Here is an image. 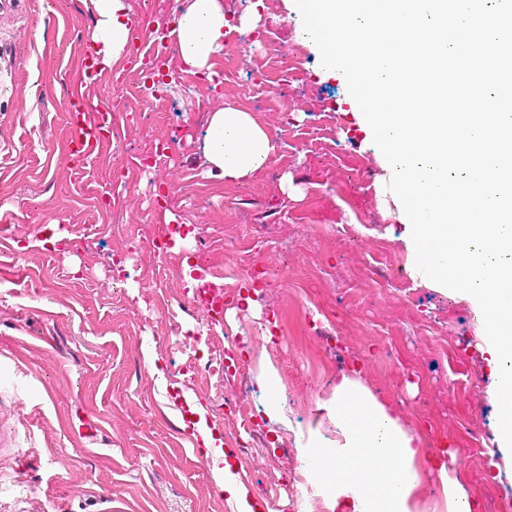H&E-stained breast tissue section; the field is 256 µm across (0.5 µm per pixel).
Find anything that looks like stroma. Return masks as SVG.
Instances as JSON below:
<instances>
[{"label":"stroma","instance_id":"35a3bbf8","mask_svg":"<svg viewBox=\"0 0 512 512\" xmlns=\"http://www.w3.org/2000/svg\"><path fill=\"white\" fill-rule=\"evenodd\" d=\"M187 0H124L130 27L117 64L97 82H76L92 51L95 18L83 0H0V512H233L213 478L215 455L197 460L185 398L205 402L225 449L258 505L302 512L320 497L306 474L309 433L331 439L323 409L339 370L361 382L422 447L417 512H444L430 461L447 458L479 512L512 504V452L498 448L491 356L463 295L421 277L381 293L406 268L404 211L385 194L383 156L347 88L295 32L294 0H223L228 33L254 17L251 39L216 79L183 67L163 114L137 105L158 34ZM293 65L259 81L271 48ZM111 107L118 133L99 156L74 163L66 150L73 99ZM231 104L264 129L289 128L269 165L244 183L211 173L205 136L212 112ZM179 142L166 165L141 170L158 133ZM49 224H97L76 248H42ZM180 227L195 268L256 265L271 274L252 306L233 301L222 318L168 315L151 258L164 227ZM138 289L146 308L131 300ZM336 345L323 349L318 327ZM156 351L163 377L146 354ZM231 356L234 387L252 417L224 407V378L209 363ZM275 368L282 414L270 416L259 384ZM480 453H465L467 433ZM455 459H448V452Z\"/></svg>","mask_w":512,"mask_h":512}]
</instances>
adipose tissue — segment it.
<instances>
[{"label": "adipose tissue", "mask_w": 512, "mask_h": 512, "mask_svg": "<svg viewBox=\"0 0 512 512\" xmlns=\"http://www.w3.org/2000/svg\"><path fill=\"white\" fill-rule=\"evenodd\" d=\"M96 17L93 41L99 70L111 68L123 52L128 26L123 0H88ZM222 0H190L170 29L184 66L203 71L224 39ZM275 146L250 113L232 105L213 111L205 158L212 171L239 182L264 169ZM326 409L336 438L308 442L309 475L331 501L332 512H415L421 486L415 436L356 378L341 375Z\"/></svg>", "instance_id": "1"}]
</instances>
